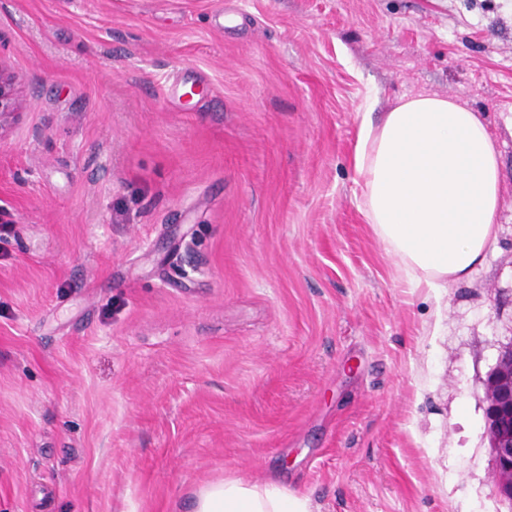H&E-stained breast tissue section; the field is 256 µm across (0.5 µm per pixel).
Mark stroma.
Returning a JSON list of instances; mask_svg holds the SVG:
<instances>
[{"instance_id":"obj_1","label":"stroma","mask_w":512,"mask_h":512,"mask_svg":"<svg viewBox=\"0 0 512 512\" xmlns=\"http://www.w3.org/2000/svg\"><path fill=\"white\" fill-rule=\"evenodd\" d=\"M0 512H512V0H0ZM486 113V263L415 288L355 147L401 99ZM3 41L0 40V131L7 119L16 111V89L18 85L27 80V75L17 73L10 69L5 62L2 50ZM0 132V133H1ZM490 447L500 475L499 491L512 499V348L499 353L487 382ZM188 512H308L305 499L288 494L276 482L224 479L194 494Z\"/></svg>"}]
</instances>
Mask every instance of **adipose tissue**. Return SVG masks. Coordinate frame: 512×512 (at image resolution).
Masks as SVG:
<instances>
[{"label":"adipose tissue","mask_w":512,"mask_h":512,"mask_svg":"<svg viewBox=\"0 0 512 512\" xmlns=\"http://www.w3.org/2000/svg\"><path fill=\"white\" fill-rule=\"evenodd\" d=\"M355 167L363 211L384 250L418 288H442L482 266L498 236L501 163L482 113L418 95L361 127ZM189 512H308L273 481L228 478L195 493Z\"/></svg>","instance_id":"adipose-tissue-1"}]
</instances>
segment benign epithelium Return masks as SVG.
I'll return each mask as SVG.
<instances>
[{
    "mask_svg": "<svg viewBox=\"0 0 512 512\" xmlns=\"http://www.w3.org/2000/svg\"><path fill=\"white\" fill-rule=\"evenodd\" d=\"M0 40V131L16 111V89L27 80V75L10 69L3 55ZM490 447L500 475L499 491L512 499V348L499 353L487 382Z\"/></svg>",
    "mask_w": 512,
    "mask_h": 512,
    "instance_id": "7a95c632",
    "label": "benign epithelium"
}]
</instances>
